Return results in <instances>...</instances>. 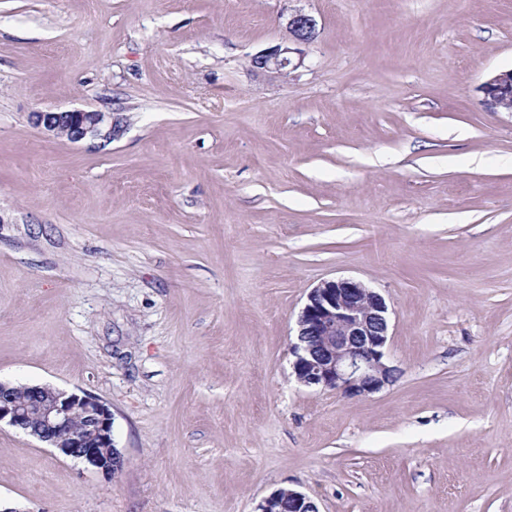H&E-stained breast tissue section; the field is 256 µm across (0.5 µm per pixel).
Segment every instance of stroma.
<instances>
[{"label":"stroma","mask_w":512,"mask_h":512,"mask_svg":"<svg viewBox=\"0 0 512 512\" xmlns=\"http://www.w3.org/2000/svg\"><path fill=\"white\" fill-rule=\"evenodd\" d=\"M316 38L254 54L294 11ZM512 0H0V382L106 404L107 475L0 427L15 512H512ZM120 109L72 143L38 109ZM353 277L396 380L301 386L311 288ZM316 21L312 16L296 12L286 23L288 43L280 44L256 54L252 67L264 73L286 75L290 70L297 69L303 64L304 52L298 46L309 43L316 34ZM297 46L292 47L291 46ZM490 105L502 112H512V69L490 75L481 85ZM281 495L284 499L285 505H288V508L286 507L285 509L286 511L319 512L314 501H312L306 494L293 489H283L282 494L280 493V489L272 492L258 505V512H282V510H278L281 506Z\"/></svg>","instance_id":"35a3bbf8"}]
</instances>
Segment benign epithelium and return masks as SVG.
<instances>
[{
    "label": "benign epithelium",
    "mask_w": 512,
    "mask_h": 512,
    "mask_svg": "<svg viewBox=\"0 0 512 512\" xmlns=\"http://www.w3.org/2000/svg\"><path fill=\"white\" fill-rule=\"evenodd\" d=\"M288 42L256 54L252 67L286 75L303 64L301 45L316 34L312 16L296 12L286 23ZM490 105L512 112V69L490 75L481 85ZM31 124L51 136L67 134L72 143L110 142L124 131L120 118L101 110L41 109ZM293 370L306 387L349 396H369L395 381L398 369L387 361L388 305L363 282L340 277L310 290L298 316ZM0 382V423L21 429L62 454L105 473L123 465L112 435V413L99 399L47 385L28 387L34 406L20 404ZM288 512H319L306 494L288 490Z\"/></svg>",
    "instance_id": "benign-epithelium-1"
}]
</instances>
